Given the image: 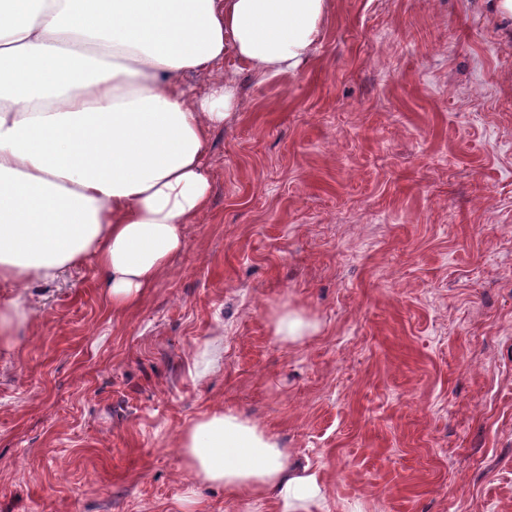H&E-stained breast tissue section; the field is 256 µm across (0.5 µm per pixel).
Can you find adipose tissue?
<instances>
[{"instance_id":"ef3b65f1","label":"adipose tissue","mask_w":512,"mask_h":512,"mask_svg":"<svg viewBox=\"0 0 512 512\" xmlns=\"http://www.w3.org/2000/svg\"><path fill=\"white\" fill-rule=\"evenodd\" d=\"M328 0H0V349L37 309L28 288L93 262L113 312L139 304L209 205V133L242 101L221 69L296 72ZM212 73L192 95L188 72ZM196 482L312 512L318 471L251 421L214 411L179 437Z\"/></svg>"}]
</instances>
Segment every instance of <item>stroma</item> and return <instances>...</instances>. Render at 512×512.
<instances>
[{"label": "stroma", "instance_id": "1", "mask_svg": "<svg viewBox=\"0 0 512 512\" xmlns=\"http://www.w3.org/2000/svg\"><path fill=\"white\" fill-rule=\"evenodd\" d=\"M224 71L184 251L118 315L69 271L0 355V512H243L180 465L215 410L323 512H512V45L482 0H329L297 74ZM285 306L316 335L280 344Z\"/></svg>", "mask_w": 512, "mask_h": 512}]
</instances>
